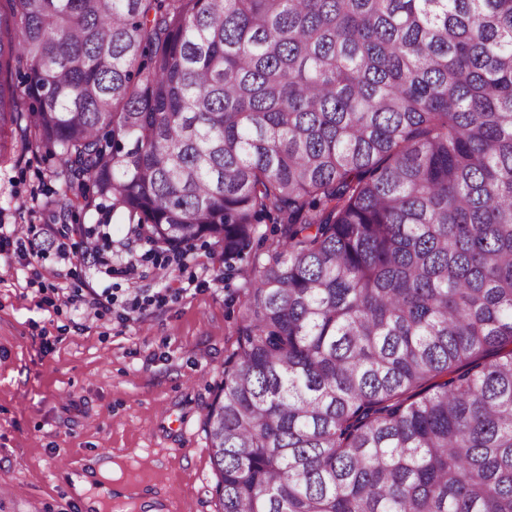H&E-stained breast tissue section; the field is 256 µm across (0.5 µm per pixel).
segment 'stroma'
Listing matches in <instances>:
<instances>
[{
  "instance_id": "obj_1",
  "label": "stroma",
  "mask_w": 512,
  "mask_h": 512,
  "mask_svg": "<svg viewBox=\"0 0 512 512\" xmlns=\"http://www.w3.org/2000/svg\"><path fill=\"white\" fill-rule=\"evenodd\" d=\"M57 159L23 152L0 165V512H215L204 432L243 315L247 269L224 271L220 246L185 261L139 239L123 215L77 214L137 279L105 274L81 251L60 260L30 225L56 221ZM112 303L83 315L86 288ZM147 304L134 307L135 296ZM112 476L74 492L87 465Z\"/></svg>"
}]
</instances>
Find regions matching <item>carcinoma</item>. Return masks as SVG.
<instances>
[{
  "label": "carcinoma",
  "instance_id": "carcinoma-1",
  "mask_svg": "<svg viewBox=\"0 0 512 512\" xmlns=\"http://www.w3.org/2000/svg\"><path fill=\"white\" fill-rule=\"evenodd\" d=\"M18 147L251 269L216 512H512V0H0Z\"/></svg>",
  "mask_w": 512,
  "mask_h": 512
}]
</instances>
